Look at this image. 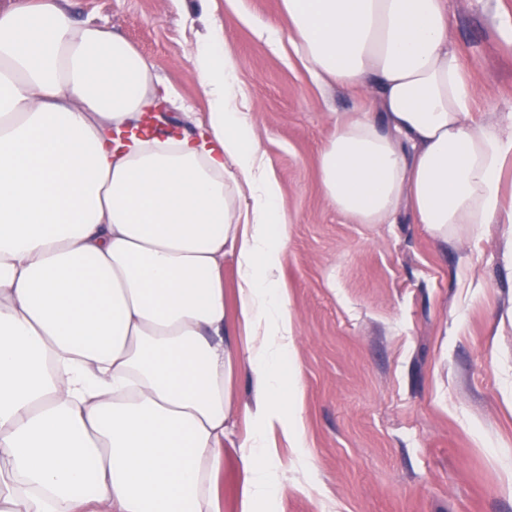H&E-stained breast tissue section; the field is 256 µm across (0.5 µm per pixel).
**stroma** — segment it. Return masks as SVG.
<instances>
[{"label":"stroma","mask_w":512,"mask_h":512,"mask_svg":"<svg viewBox=\"0 0 512 512\" xmlns=\"http://www.w3.org/2000/svg\"><path fill=\"white\" fill-rule=\"evenodd\" d=\"M452 38L489 122L512 114V48L494 14L512 0H447ZM78 21L120 33L179 98L173 118L206 101L190 47L224 28L249 115L285 203L281 282L296 316L291 360L304 388L307 448L279 443L287 493L270 512H512V226L468 227L442 241L409 212L359 224L328 205L318 160L331 112L376 99L319 86L290 44L260 39L280 0H61ZM234 375V440L225 442L220 512H239L238 441L254 401Z\"/></svg>","instance_id":"1"}]
</instances>
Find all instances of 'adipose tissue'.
Listing matches in <instances>:
<instances>
[{"label":"adipose tissue","instance_id":"obj_1","mask_svg":"<svg viewBox=\"0 0 512 512\" xmlns=\"http://www.w3.org/2000/svg\"><path fill=\"white\" fill-rule=\"evenodd\" d=\"M313 78L377 96L329 113L327 203L359 224L408 207L447 240L512 224V127L474 119L446 0H281ZM207 103L143 126L173 86L120 34L58 0L0 11V512H218L230 382L256 384L240 512L283 495L269 438L306 445L294 315L279 272L281 185L224 30L190 53ZM244 342L228 338L224 259Z\"/></svg>","mask_w":512,"mask_h":512}]
</instances>
